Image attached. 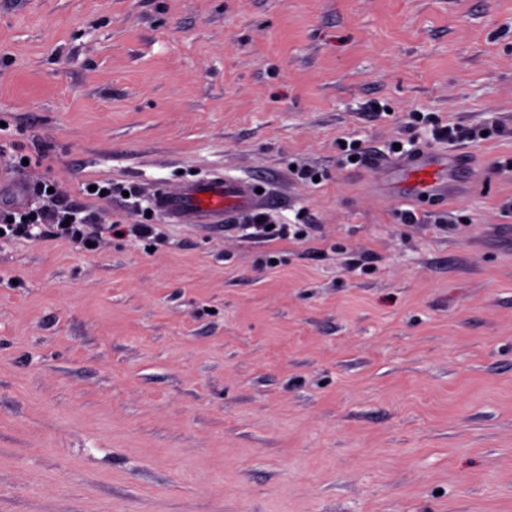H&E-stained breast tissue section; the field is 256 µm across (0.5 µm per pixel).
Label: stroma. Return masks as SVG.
Segmentation results:
<instances>
[{
    "mask_svg": "<svg viewBox=\"0 0 512 512\" xmlns=\"http://www.w3.org/2000/svg\"><path fill=\"white\" fill-rule=\"evenodd\" d=\"M425 115L512 128V0H0V225L93 211L0 239V512H512V138L432 205L343 163ZM201 193H208L206 199ZM257 196L251 184L215 177L208 182L191 184L178 195L161 193L157 200L170 216L184 224H215L224 221L230 210H247Z\"/></svg>",
    "mask_w": 512,
    "mask_h": 512,
    "instance_id": "obj_1",
    "label": "stroma"
}]
</instances>
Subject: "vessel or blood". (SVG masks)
Here are the masks:
<instances>
[{
	"label": "vessel or blood",
	"instance_id": "vessel-or-blood-1",
	"mask_svg": "<svg viewBox=\"0 0 512 512\" xmlns=\"http://www.w3.org/2000/svg\"><path fill=\"white\" fill-rule=\"evenodd\" d=\"M467 152L439 151L420 147L407 156L388 161L396 176L400 197L412 202L439 201L448 195L449 168L469 164ZM256 193L251 184L216 177L208 182L192 184L178 195L167 193L157 197L160 207L184 224H215L224 221L231 210H247Z\"/></svg>",
	"mask_w": 512,
	"mask_h": 512
}]
</instances>
